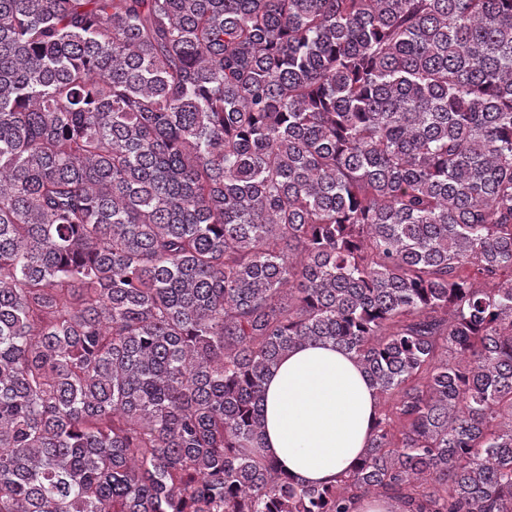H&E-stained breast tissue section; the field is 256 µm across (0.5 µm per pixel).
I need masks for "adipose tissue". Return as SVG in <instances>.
<instances>
[{
  "label": "adipose tissue",
  "mask_w": 512,
  "mask_h": 512,
  "mask_svg": "<svg viewBox=\"0 0 512 512\" xmlns=\"http://www.w3.org/2000/svg\"><path fill=\"white\" fill-rule=\"evenodd\" d=\"M378 411L350 354L322 343L291 349L265 382L264 453L301 482L337 483L363 457Z\"/></svg>",
  "instance_id": "1"
}]
</instances>
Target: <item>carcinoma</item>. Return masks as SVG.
Returning <instances> with one entry per match:
<instances>
[{
    "mask_svg": "<svg viewBox=\"0 0 512 512\" xmlns=\"http://www.w3.org/2000/svg\"><path fill=\"white\" fill-rule=\"evenodd\" d=\"M351 354L319 487L264 384ZM512 512V0H0V512ZM263 408L265 455L301 482L329 485L363 457L379 400L355 358L317 343L281 358Z\"/></svg>",
    "mask_w": 512,
    "mask_h": 512,
    "instance_id": "obj_1",
    "label": "carcinoma"
}]
</instances>
